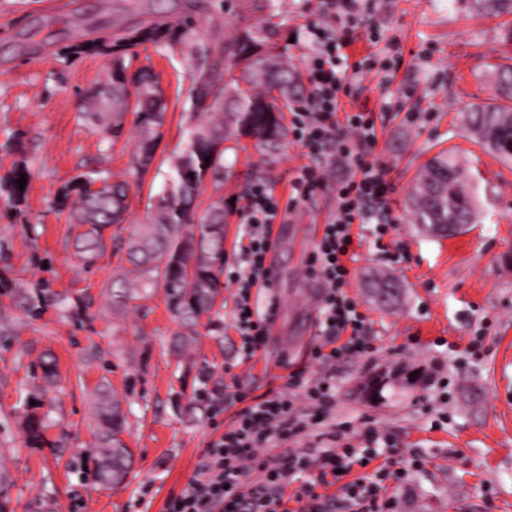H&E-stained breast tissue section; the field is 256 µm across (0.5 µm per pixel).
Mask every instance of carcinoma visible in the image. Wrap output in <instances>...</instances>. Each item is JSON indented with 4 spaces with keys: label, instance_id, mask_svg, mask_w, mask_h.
<instances>
[{
    "label": "carcinoma",
    "instance_id": "obj_1",
    "mask_svg": "<svg viewBox=\"0 0 512 512\" xmlns=\"http://www.w3.org/2000/svg\"><path fill=\"white\" fill-rule=\"evenodd\" d=\"M475 7L488 14L512 13V0H475ZM252 13H265L261 24L242 17L232 35L216 45L197 37L198 20L193 13L176 22H164L129 28L109 40L74 44L69 53H99L112 57V72L101 88L83 104L81 118L100 129L110 144L125 134L124 117L135 116L137 146L129 171L138 181L147 173L161 139L167 113L164 91L151 68L143 67L136 76L141 86L136 100H130L131 80L125 75L126 58L142 44L152 43L167 49L185 50L194 63L190 94L186 101L189 127L185 147L172 162L168 185L149 200L145 220L125 239L113 240V247L126 251L131 265L121 287L109 288L112 301L124 303L160 285L164 288L169 310L192 326L216 306L224 268V197L201 207L197 203L204 184L211 181L214 190L224 182V153L213 150V143L251 139L268 152L274 151L286 135L284 112L298 99L299 81L270 43L277 0H247ZM220 55L223 66L214 62ZM496 102L477 104L466 116V128L483 147L495 142L497 154L512 159L507 146L512 140V66L498 65L491 71ZM506 104H501V101ZM210 160H205V157ZM28 172L13 171L0 179V190L18 206L24 193L16 180ZM462 169L442 152L424 166L413 186L408 206L415 224H441L451 237L475 222L477 203L464 188ZM99 185L93 190L91 186ZM128 181L112 180V173L96 168L76 176L62 186L54 206L71 211L73 224L80 228L75 247L83 263L91 267L106 244L114 224H123L129 207ZM71 297L52 288L41 279L30 294H23L17 309L27 318L41 315L47 306L66 311ZM41 400L26 415L25 427L32 442L42 441L45 420L38 412ZM97 440L95 475L100 486L108 489L122 485L130 471L132 453L121 435L125 415L110 392H101L96 406Z\"/></svg>",
    "mask_w": 512,
    "mask_h": 512
}]
</instances>
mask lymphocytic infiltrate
Masks as SVG:
<instances>
[{
  "label": "lymphocytic infiltrate",
  "instance_id": "f902f5d3",
  "mask_svg": "<svg viewBox=\"0 0 512 512\" xmlns=\"http://www.w3.org/2000/svg\"><path fill=\"white\" fill-rule=\"evenodd\" d=\"M359 0H323L326 11L343 17L340 30L320 29L314 33L316 49L310 59V104L293 115V135L313 156H328L331 169L302 166L292 184L293 200L308 197L326 185L336 189V210L324 226L318 246L308 260L307 273L321 281L325 295L321 307L322 344L314 356L318 363L330 366L341 357H365L367 342L363 336L364 317L348 298L345 288L350 274L343 262L352 238L349 226L368 217L370 208L388 212L392 184L383 165L369 160L376 141L372 114L354 112L345 123L336 120L341 92L347 91L348 56L351 34L358 22ZM280 216V201L269 185L254 180L240 211L248 243L241 249L238 270L233 278L239 292L236 327L244 340L246 355H253L263 344L266 325L273 309L258 312L250 305L251 292L270 287L271 271L265 256L271 250V227ZM348 332L339 342L340 332ZM291 392L259 400L245 408L237 422L224 435L210 442L203 452L204 461L190 486L169 504V512H281L282 496L274 488L311 465L321 475L349 474L354 465L370 460L367 450L341 447L346 427L333 425L326 445L289 447L288 442L328 419L336 405V389L325 378L309 385L300 372L290 375ZM287 443L288 449L265 456L271 441ZM260 470L266 476L263 486L244 490V478Z\"/></svg>",
  "mask_w": 512,
  "mask_h": 512
}]
</instances>
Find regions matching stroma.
I'll use <instances>...</instances> for the list:
<instances>
[{"mask_svg":"<svg viewBox=\"0 0 512 512\" xmlns=\"http://www.w3.org/2000/svg\"><path fill=\"white\" fill-rule=\"evenodd\" d=\"M319 3L280 0L274 18L276 48L302 76L313 30L334 25ZM187 7L186 0H62L48 11L39 0H0V178L20 166L30 173L19 210L0 196V237L9 242L0 278L20 292L45 277L58 291L91 298L87 311L50 308L31 320L0 293V472L10 481L0 512H167L207 444L246 406L288 391L296 370L308 383L332 375L347 443L365 447L368 426L388 435L385 451L345 482L366 476L386 486L392 512H512V161L471 141L462 124L470 105L492 99L489 65H512V14H479L473 0H363V22L347 49L359 71L340 109L372 112V157L386 166L394 192L390 217L374 210L367 223L351 227L347 293L366 318L370 355L330 368L313 358L324 290L307 265L336 208L333 188L301 200L278 227L266 255L273 283L251 293L252 305H275V316L249 358L235 327L237 288L229 278L244 232L237 209L224 226V307L201 319L180 351L174 341L182 328L163 289L114 306L107 290L123 272L120 253L106 246L84 267L76 230L53 205L66 181L92 168L128 179L135 145L133 117L125 119V147L114 149L80 119L84 97L107 79L112 60L73 57L69 46L144 20L172 22ZM236 13L234 0H202L200 37L230 36ZM145 65L168 98L167 120L152 168L131 188L125 225L112 229L119 236L142 222L149 197L163 190L187 121V54L148 44L131 63ZM442 151L461 163L479 217L441 239L411 223L407 197L424 164ZM308 161L290 134L271 164L246 142L224 156L221 193L243 201L260 178L288 203L295 172ZM376 270L401 286L394 307H379L366 286L367 273ZM47 355L56 359L50 386L38 366ZM381 373L390 383L381 397H370L364 385ZM103 383L122 402L134 456L115 490L101 489L92 471L93 399ZM35 396L50 417L38 446L24 429Z\"/></svg>","mask_w":512,"mask_h":512,"instance_id":"1","label":"stroma"}]
</instances>
